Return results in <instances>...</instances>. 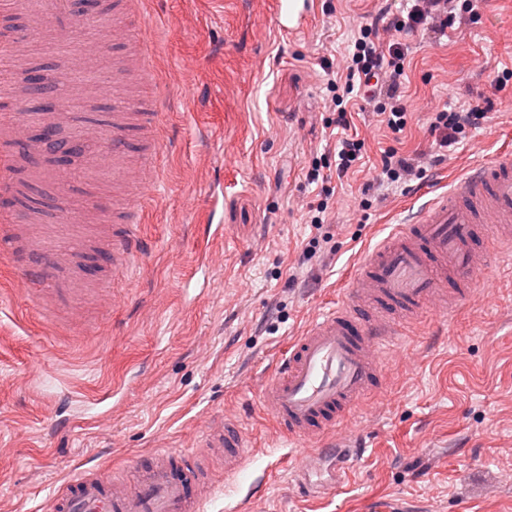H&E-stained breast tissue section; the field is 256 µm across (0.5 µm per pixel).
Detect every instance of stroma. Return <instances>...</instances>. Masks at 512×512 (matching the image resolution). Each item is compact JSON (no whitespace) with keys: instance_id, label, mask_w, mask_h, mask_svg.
Segmentation results:
<instances>
[{"instance_id":"1","label":"stroma","mask_w":512,"mask_h":512,"mask_svg":"<svg viewBox=\"0 0 512 512\" xmlns=\"http://www.w3.org/2000/svg\"><path fill=\"white\" fill-rule=\"evenodd\" d=\"M276 0H153L145 53L163 74L167 146L144 190L146 261L116 295H94L87 322L45 318L0 254V512H50L70 478L195 449L215 471L203 512H512V265L479 273L454 312L422 311L397 325L380 359L382 382L326 441L291 439L259 388L289 341L337 301L350 274L395 225L415 191L512 150V0H473L447 35L411 33L408 123L395 133L352 110L365 141L361 167L329 202L322 229L301 204L320 188L306 173L332 150L322 110L323 58L342 59L354 32L406 0H321L293 38L274 23ZM119 38L83 37L62 52L50 32L19 42L17 66L52 62L87 75L66 103L103 132ZM506 77V85L495 80ZM485 97L493 108L447 160L399 186L377 181L381 156L431 150L428 106ZM371 206L350 220L361 197ZM223 237L199 245L209 217ZM329 242L304 249L315 234ZM238 423L251 451L225 481L199 448L215 422ZM359 447L297 477L323 443ZM340 471L335 489L312 488Z\"/></svg>"}]
</instances>
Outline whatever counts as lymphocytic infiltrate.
Wrapping results in <instances>:
<instances>
[{
  "label": "lymphocytic infiltrate",
  "instance_id": "lymphocytic-infiltrate-1",
  "mask_svg": "<svg viewBox=\"0 0 512 512\" xmlns=\"http://www.w3.org/2000/svg\"><path fill=\"white\" fill-rule=\"evenodd\" d=\"M469 0H412L406 15L390 18L387 24L379 21L360 26L353 50L345 55L341 64L323 61L321 67L328 77L332 91V124L344 129L349 125L347 106L356 87H363V96L373 102L376 115L392 132L402 131L408 122V112L402 95L407 49L401 41H393L387 48L376 43L380 28L395 32L442 33L454 24L458 13L472 12ZM489 112L488 107L471 100L458 107L432 112L429 128L435 137L434 161H443L450 146L465 138L470 130L478 128ZM363 139L346 136L336 144L334 174H327L321 162H313L307 176L321 181L323 199L310 203L308 215L311 224L321 226L328 209V198L334 193L332 179H344L355 168L363 155Z\"/></svg>",
  "mask_w": 512,
  "mask_h": 512
}]
</instances>
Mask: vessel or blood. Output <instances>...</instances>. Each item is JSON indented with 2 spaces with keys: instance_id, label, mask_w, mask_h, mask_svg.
I'll list each match as a JSON object with an SVG mask.
<instances>
[{
  "instance_id": "1",
  "label": "vessel or blood",
  "mask_w": 512,
  "mask_h": 512,
  "mask_svg": "<svg viewBox=\"0 0 512 512\" xmlns=\"http://www.w3.org/2000/svg\"><path fill=\"white\" fill-rule=\"evenodd\" d=\"M316 0L277 5L279 31L288 37L307 28ZM23 11L35 25H47L57 46L70 48L77 33L103 30L109 16L97 9L75 13L70 0H0V101H9V67L18 29L6 20ZM161 100L151 96L118 103L111 118L112 177L124 175L131 134L142 144L143 170L156 168L165 142L160 135ZM39 112L0 113V249L20 271L32 294L54 309L77 305L78 283L106 266V288H118L142 264L146 240L140 228L142 194L130 192L106 209L113 222L103 228L73 223L66 201L56 221L29 233L32 214L15 206L20 186L16 172L41 155L40 143L18 147L24 127H49ZM512 243V155L456 177L448 191L420 205L412 219L397 225L356 268L345 298L292 339L280 368L261 389V401L280 428L293 438L325 433L375 385L383 345L393 334L392 317L413 316L425 307L440 312L456 307L463 286L473 285L491 262L486 244ZM203 448L224 451V476L235 478L249 454L241 427L217 422L202 434ZM202 470L190 457L160 452L142 467L137 487L127 488L115 469H99L69 480L51 501V512H200Z\"/></svg>"
}]
</instances>
